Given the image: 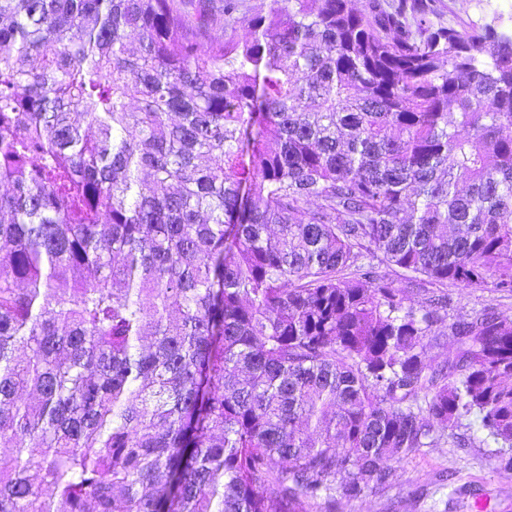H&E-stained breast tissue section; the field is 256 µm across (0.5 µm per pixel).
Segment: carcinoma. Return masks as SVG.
I'll return each mask as SVG.
<instances>
[{
    "mask_svg": "<svg viewBox=\"0 0 512 512\" xmlns=\"http://www.w3.org/2000/svg\"><path fill=\"white\" fill-rule=\"evenodd\" d=\"M183 2L0 0V512H336L473 430L511 473L512 319L442 287L512 293V33Z\"/></svg>",
    "mask_w": 512,
    "mask_h": 512,
    "instance_id": "obj_1",
    "label": "carcinoma"
}]
</instances>
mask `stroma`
Masks as SVG:
<instances>
[{"instance_id": "obj_1", "label": "stroma", "mask_w": 512, "mask_h": 512, "mask_svg": "<svg viewBox=\"0 0 512 512\" xmlns=\"http://www.w3.org/2000/svg\"><path fill=\"white\" fill-rule=\"evenodd\" d=\"M436 18L456 17L477 25L512 29V0H434ZM454 312L463 315L488 307L512 318V295L489 288L449 286ZM496 444L476 442L465 447L441 443L394 463L395 480L383 490H366L358 499L342 501L337 512H512V474L495 469Z\"/></svg>"}]
</instances>
